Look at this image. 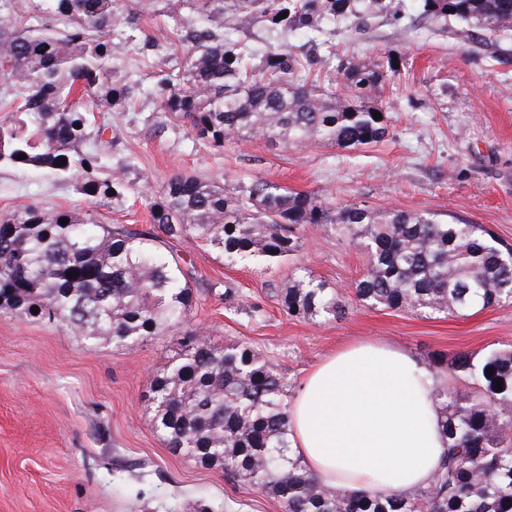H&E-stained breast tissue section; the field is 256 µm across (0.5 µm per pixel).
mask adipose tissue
Here are the masks:
<instances>
[{
	"label": "adipose tissue",
	"mask_w": 512,
	"mask_h": 512,
	"mask_svg": "<svg viewBox=\"0 0 512 512\" xmlns=\"http://www.w3.org/2000/svg\"><path fill=\"white\" fill-rule=\"evenodd\" d=\"M425 365L395 347L359 343L320 363L290 408L292 452L329 486L381 497L427 486L446 439Z\"/></svg>",
	"instance_id": "ef3b65f1"
}]
</instances>
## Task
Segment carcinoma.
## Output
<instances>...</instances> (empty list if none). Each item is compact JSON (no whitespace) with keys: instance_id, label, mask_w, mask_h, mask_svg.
I'll use <instances>...</instances> for the list:
<instances>
[{"instance_id":"obj_1","label":"carcinoma","mask_w":512,"mask_h":512,"mask_svg":"<svg viewBox=\"0 0 512 512\" xmlns=\"http://www.w3.org/2000/svg\"><path fill=\"white\" fill-rule=\"evenodd\" d=\"M117 4L0 0V63L8 64L0 78L17 93L20 112L0 126V164L73 180L88 198H121L126 172L99 176L105 123L85 101L112 108L144 92L137 79L112 81V57L126 45L143 56L165 44L185 51L159 82V111L215 148L247 136L272 146L359 149L389 134L379 91L400 72L402 53L390 47L368 60L341 50L337 35L397 27L412 7L431 25L454 22L465 42L498 45L512 35V0H125L121 11ZM161 13L172 27L145 31V16ZM257 26L266 38L253 46ZM292 35L304 42L287 43ZM323 74L341 76L344 91L321 85ZM149 216L151 232L35 203L1 214L0 308L53 321L93 344L133 347L181 324L192 305L188 273L163 249L167 242L191 239L231 260L280 261L297 251L308 224H336L363 251L366 272L354 290L367 306L463 315L512 303V244L427 209L335 207L262 178L229 192L176 174ZM281 301L288 314L312 321L345 313L309 275L292 277ZM428 368L453 380L432 390L447 448L429 485L411 496L323 484L291 453L288 373L246 344L218 345L196 328L182 329L179 348L153 375V427L172 452L224 468L285 512H512V344L481 357H435Z\"/></svg>"}]
</instances>
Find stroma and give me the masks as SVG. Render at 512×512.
Returning <instances> with one entry per match:
<instances>
[{
  "label": "stroma",
  "instance_id": "stroma-1",
  "mask_svg": "<svg viewBox=\"0 0 512 512\" xmlns=\"http://www.w3.org/2000/svg\"><path fill=\"white\" fill-rule=\"evenodd\" d=\"M391 46L403 66L384 85L390 134L376 145L274 149L233 138L216 149L158 112L156 99H141L104 115L101 150L108 168L127 172L123 200L92 199L72 181L1 165L0 213L28 201L145 230L150 202L182 173L229 190L264 178L339 206L427 208L512 242V42L465 44L413 18L344 44L372 60ZM170 53L165 46L143 58L126 47L112 60V79L132 76L152 90ZM170 249L191 271L186 325L221 345H250L295 386L359 342L389 344L423 362L512 343V304L464 315L363 305L354 286L365 256L331 226L306 229L283 262H230L190 240ZM305 272L335 293L342 317L313 322L283 310L281 288ZM177 338L171 330L133 348L95 346L56 323L0 309V512H284L270 495L172 453L156 435L150 384Z\"/></svg>",
  "mask_w": 512,
  "mask_h": 512
}]
</instances>
